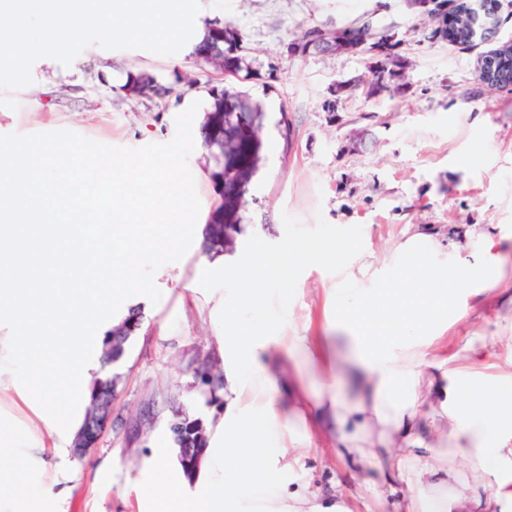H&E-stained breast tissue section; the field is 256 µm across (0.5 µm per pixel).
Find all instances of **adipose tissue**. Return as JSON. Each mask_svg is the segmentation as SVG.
<instances>
[{
    "label": "adipose tissue",
    "mask_w": 512,
    "mask_h": 512,
    "mask_svg": "<svg viewBox=\"0 0 512 512\" xmlns=\"http://www.w3.org/2000/svg\"><path fill=\"white\" fill-rule=\"evenodd\" d=\"M440 244L418 232L400 248L391 288H331L334 321L348 334L365 388L355 401L336 391L339 364L319 338L268 310L266 284L287 281L308 249L283 241L269 255L256 240L237 281L235 301L211 298L208 316L224 325L217 355L224 365V410L193 478L170 449L137 480L151 512H350L288 473L316 445L351 471L405 454L385 473L407 489L403 512H512V371L485 381L488 355L449 353V276L434 262ZM317 364L321 388L308 393L283 358Z\"/></svg>",
    "instance_id": "obj_1"
}]
</instances>
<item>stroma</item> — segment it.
<instances>
[{
  "mask_svg": "<svg viewBox=\"0 0 512 512\" xmlns=\"http://www.w3.org/2000/svg\"><path fill=\"white\" fill-rule=\"evenodd\" d=\"M195 25L232 26L261 78L244 88L265 104L286 110L293 145L281 135L264 138L263 163L249 186L252 220L243 224L232 259L219 273H205L204 230L196 228L188 253L158 269V303L135 296L126 307L141 311V322L125 354L108 372L116 378L112 420L86 457L51 458L43 482L69 487L66 512H138L135 480L156 448L171 446L167 421L175 408L210 420L222 402L205 404L192 387L191 366L216 346L222 330L205 310L212 294H231L254 233L264 234L277 252L284 238L313 248L354 239L355 254L335 261L299 262L287 285L288 313L324 337L337 357L347 355L341 331L327 328L324 289L345 271L363 276L377 271L374 286L390 284L398 269L393 249L417 231L438 234L449 248L448 265L469 258L456 248L464 235L494 240L496 268L488 277L512 286V91L492 88L477 77V63L490 45L512 44V0H500L501 22L493 43L463 49L431 40L432 21L413 0H199ZM367 24L399 42L396 94L367 96L355 81L369 74L370 54H299L291 47L306 30ZM146 71L162 94L128 95V73ZM33 82L16 92L20 107H0V134H32L67 129L99 142L137 148L165 143L175 135V118L187 102L208 109L211 87L224 83L212 67L196 62L192 48L161 56L145 50L89 47L70 66L43 58L32 67ZM213 166L195 148L189 168L209 218L220 196L210 179ZM477 280L461 282L458 304L466 320L448 329V350L487 345L500 365L512 363V300L490 292L472 296ZM157 419L140 436L128 434L129 421L144 404ZM121 449L113 462V449ZM325 494H351L344 464L311 453L289 476Z\"/></svg>",
  "mask_w": 512,
  "mask_h": 512,
  "instance_id": "stroma-1",
  "label": "stroma"
}]
</instances>
